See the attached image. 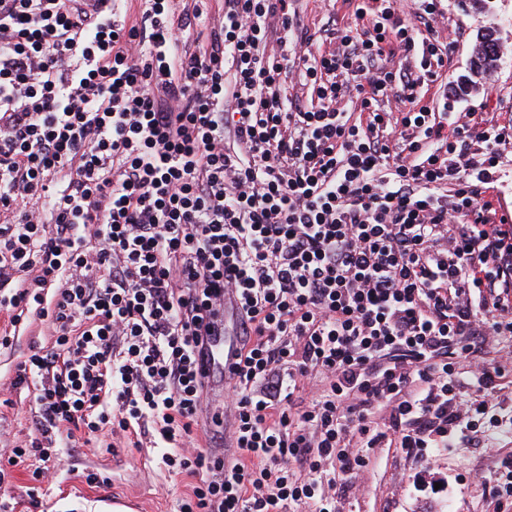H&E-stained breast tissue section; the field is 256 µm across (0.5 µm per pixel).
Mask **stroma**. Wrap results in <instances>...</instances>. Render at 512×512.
<instances>
[{
    "mask_svg": "<svg viewBox=\"0 0 512 512\" xmlns=\"http://www.w3.org/2000/svg\"><path fill=\"white\" fill-rule=\"evenodd\" d=\"M294 7L310 34L328 21H353L344 0H295ZM444 17L437 27L440 41H452L446 71L431 84L429 96L447 103L452 112H490L503 125H512V0H443ZM498 27L501 53L491 76L472 77L470 62L478 35ZM30 335H20L13 351L0 353V449L31 433L34 414L26 393L11 381L28 352ZM159 449L132 448L125 439L103 433L97 444L83 438L64 441L58 450L53 476L34 483L35 458L12 467L8 483L0 486V500L13 512H178L185 490L182 479L169 476ZM369 466L348 475L355 495L342 498L337 512H496L484 494L500 457L512 456V433L500 440L499 455L488 454L478 437L458 441L441 453L431 470V482L421 478L418 464L398 448L369 449ZM104 477L101 486L86 484V473ZM439 489H432V482Z\"/></svg>",
    "mask_w": 512,
    "mask_h": 512,
    "instance_id": "1",
    "label": "stroma"
}]
</instances>
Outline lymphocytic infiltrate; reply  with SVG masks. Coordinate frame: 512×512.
<instances>
[{"label": "lymphocytic infiltrate", "mask_w": 512, "mask_h": 512, "mask_svg": "<svg viewBox=\"0 0 512 512\" xmlns=\"http://www.w3.org/2000/svg\"><path fill=\"white\" fill-rule=\"evenodd\" d=\"M142 2L120 23L84 0H0V350L31 318L51 336L17 367L38 417L0 485L31 452L49 478L63 438L106 428L162 449L188 481L180 512H336L368 449L426 463L498 427L504 365L479 352L512 335L495 205L512 130L424 104L450 52L441 0L408 21L351 0L328 50L288 43L293 0ZM199 23L209 41L188 40ZM295 72L310 105L287 93ZM229 293L246 351L233 422L207 427L199 361Z\"/></svg>", "instance_id": "1"}]
</instances>
